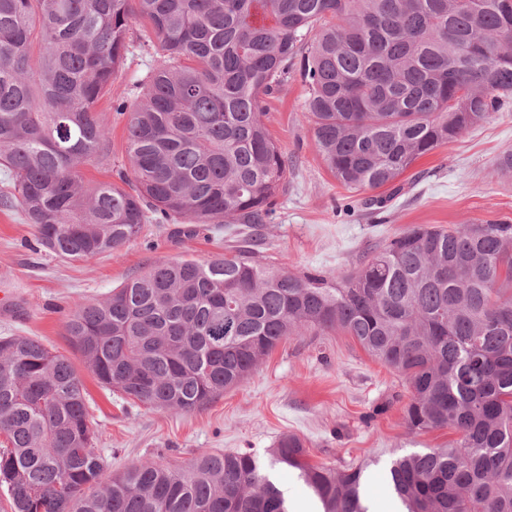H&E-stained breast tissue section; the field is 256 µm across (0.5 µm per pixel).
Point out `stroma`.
<instances>
[{
    "label": "stroma",
    "instance_id": "35a3bbf8",
    "mask_svg": "<svg viewBox=\"0 0 512 512\" xmlns=\"http://www.w3.org/2000/svg\"><path fill=\"white\" fill-rule=\"evenodd\" d=\"M159 54L133 41L112 81V98L133 101ZM308 89L292 74L265 103V123L288 157V191L279 197L259 234L263 262L349 271L379 242L426 224L455 227L481 221L512 222V176L497 173L512 149V107L489 115L457 140L419 158L405 173L408 193L384 214L364 208V193L340 185L314 148L305 112ZM231 239L202 230L174 236L168 224L144 225L128 245L88 261L57 258L37 244L18 207L0 205V336H34L70 354L88 393L95 448L109 474L133 462L183 464L202 453L247 450L268 461L279 438L306 442L308 460L339 469H365V495L380 512H395L386 471L392 459L447 445L449 430L410 433L402 419L406 392L397 376L352 337L291 336L243 384L189 413L131 406L102 388L80 355L71 354L64 320L78 305L106 297L128 278L162 261H207Z\"/></svg>",
    "mask_w": 512,
    "mask_h": 512
}]
</instances>
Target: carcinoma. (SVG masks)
<instances>
[{
    "instance_id": "obj_1",
    "label": "carcinoma",
    "mask_w": 512,
    "mask_h": 512,
    "mask_svg": "<svg viewBox=\"0 0 512 512\" xmlns=\"http://www.w3.org/2000/svg\"><path fill=\"white\" fill-rule=\"evenodd\" d=\"M158 48L127 114L118 181L96 109L130 46ZM314 147L351 190L391 188L420 157L512 101V0H0V167L54 256L88 261L144 224L234 231L269 223L288 191L263 102L294 66ZM65 336L101 387L188 413L242 384L280 342L341 331L395 372L411 432L457 439L394 459L406 512H512V224L410 227L352 271L293 273L253 247L160 262L78 306ZM86 389L71 358L0 336V487L11 512H289L247 451L181 466L135 462L102 480ZM323 512H370L364 470L314 465L282 436Z\"/></svg>"
}]
</instances>
